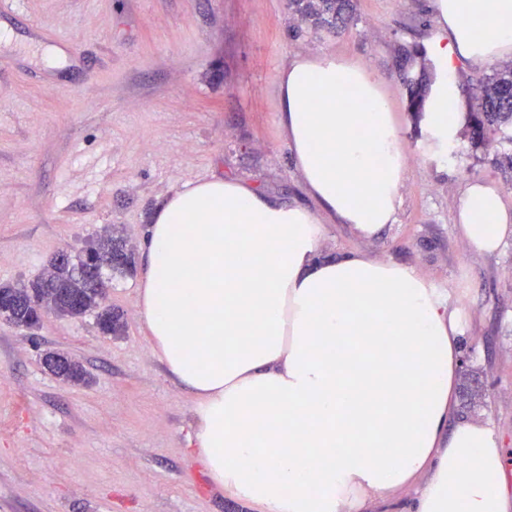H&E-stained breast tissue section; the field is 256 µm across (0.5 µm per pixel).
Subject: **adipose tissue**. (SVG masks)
Here are the masks:
<instances>
[{
    "label": "adipose tissue",
    "mask_w": 512,
    "mask_h": 512,
    "mask_svg": "<svg viewBox=\"0 0 512 512\" xmlns=\"http://www.w3.org/2000/svg\"><path fill=\"white\" fill-rule=\"evenodd\" d=\"M438 76L423 125L438 150L466 117L458 64L512 56V0H434ZM277 125L310 194L365 236L394 223L404 150L381 79L298 54ZM459 230L484 254L512 209L474 181ZM313 212L234 180L185 183L143 239L139 315L197 399L192 450L246 512H512L506 457L453 420L468 315L409 264L322 257Z\"/></svg>",
    "instance_id": "1"
}]
</instances>
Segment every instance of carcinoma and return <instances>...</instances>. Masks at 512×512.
<instances>
[{"mask_svg": "<svg viewBox=\"0 0 512 512\" xmlns=\"http://www.w3.org/2000/svg\"><path fill=\"white\" fill-rule=\"evenodd\" d=\"M299 22L314 29L337 33L347 26L354 12V0H290ZM512 127V63L486 76L475 96V112L471 113L472 139L483 138L485 128ZM136 266L135 252L117 226L104 231L89 246V253L77 255L69 262L52 257L42 278L29 284L0 286L7 306L0 314L16 327L39 321L43 305H49L61 316L78 317L96 313V323L105 336L123 331V314L104 304L107 288L105 271L126 275ZM44 364L58 379L80 384L86 381L83 366L71 359L59 363L54 356Z\"/></svg>", "mask_w": 512, "mask_h": 512, "instance_id": "1", "label": "carcinoma"}]
</instances>
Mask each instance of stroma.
Instances as JSON below:
<instances>
[{"label":"stroma","instance_id":"1","mask_svg":"<svg viewBox=\"0 0 512 512\" xmlns=\"http://www.w3.org/2000/svg\"><path fill=\"white\" fill-rule=\"evenodd\" d=\"M0 15V284L36 279L111 224L140 245L174 188L234 179L315 208L275 121L279 73L298 53L355 60L382 81L408 170L395 223L371 237L319 212L322 256L362 251L454 286L472 315L460 418L493 429L512 452V239L493 255L462 236L470 179L512 207V151L502 130L469 126L439 159L412 119L399 60L435 80L426 42L432 0H357L341 34L304 27L288 0H20ZM125 330L94 314L44 318L34 332L0 321V512H241L190 453L195 396L169 373L141 321L137 276L108 283ZM66 353L88 373L71 385L43 364Z\"/></svg>","mask_w":512,"mask_h":512}]
</instances>
